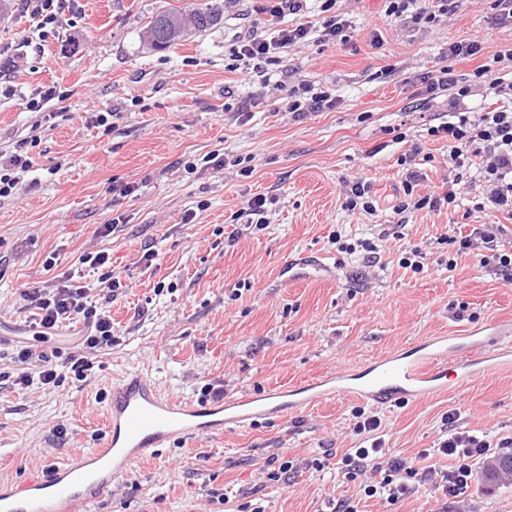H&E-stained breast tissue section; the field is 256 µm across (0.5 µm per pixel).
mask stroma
Returning a JSON list of instances; mask_svg holds the SVG:
<instances>
[{"label":"stroma","instance_id":"stroma-1","mask_svg":"<svg viewBox=\"0 0 512 512\" xmlns=\"http://www.w3.org/2000/svg\"><path fill=\"white\" fill-rule=\"evenodd\" d=\"M203 2L74 0L46 37L22 0L0 13V50L17 60L0 73V154L38 141L17 191L0 197V372L9 374L0 379V482L98 447L112 384L128 372L148 374L174 399L203 401L219 387L230 401L512 321V281L477 261L485 228L497 252L512 254V215L477 210L481 167L449 165L447 142L428 133L446 101L423 100L419 81L449 43L482 47L454 62L464 81L512 47V27L489 28L491 0H458L431 24L386 16L384 0H346L350 42L288 50L275 89L226 69L229 47L257 18L256 0H225L219 24L171 48L143 42L157 12ZM305 84L335 90L337 108L287 112L290 90ZM48 89L56 100L27 109ZM100 112L111 113L109 126L97 125ZM417 143L426 156L415 161L414 197L445 192L459 175L469 187L455 208L394 213L400 160ZM358 177L372 186L375 213L345 206L344 185ZM260 194L273 203L259 228L248 202ZM337 234L354 252L333 244ZM464 238L473 246L461 256ZM415 245L420 273L402 263ZM98 250L121 286L110 293L96 273L86 279L112 316L115 342L91 355L79 380L67 361L83 355L81 324L35 341L23 292L64 285L80 255ZM24 342L38 357L20 365L11 355ZM46 361L55 383L14 384L13 375L37 374ZM369 417L391 455L426 449L427 465L442 470L452 461L434 449L451 425L512 450V368L391 406L338 396L168 442L102 492L92 512H332L341 501L356 512H458L428 485L392 504L367 496L369 476L338 469L373 435L359 428Z\"/></svg>","mask_w":512,"mask_h":512}]
</instances>
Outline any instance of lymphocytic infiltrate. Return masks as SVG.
<instances>
[{
    "instance_id": "f902f5d3",
    "label": "lymphocytic infiltrate",
    "mask_w": 512,
    "mask_h": 512,
    "mask_svg": "<svg viewBox=\"0 0 512 512\" xmlns=\"http://www.w3.org/2000/svg\"><path fill=\"white\" fill-rule=\"evenodd\" d=\"M317 21L281 25V18L304 13L307 0H263L256 8L263 14L261 29L240 38L229 52L228 71L250 76L252 63L279 65L289 49L311 42L348 43L351 22L341 0H317ZM452 0H387L386 13L397 18L411 17L415 23L430 24L448 15ZM475 43H453L446 50V63L421 78L428 99L446 98L451 120L431 127L430 135L448 142V162L463 167L469 157L481 158L487 190L479 205L490 214L512 215V108L502 106L471 117L460 106L468 97L470 86L460 84L451 62L459 57L478 54ZM29 297L37 309L38 338L53 335L60 325L82 322L86 332L82 344L87 353L112 344V318L106 310L92 302L86 286L73 283L51 291L34 289ZM492 444L487 436L449 432L440 441L437 452L453 459L445 471L422 466L420 457H386L380 441L354 449L342 463L348 475L370 474L364 488L368 496L395 502L424 484L433 485L449 499L462 497L474 480L472 461L487 459Z\"/></svg>"
}]
</instances>
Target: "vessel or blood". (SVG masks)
<instances>
[{
	"instance_id": "b4317fda",
	"label": "vessel or blood",
	"mask_w": 512,
	"mask_h": 512,
	"mask_svg": "<svg viewBox=\"0 0 512 512\" xmlns=\"http://www.w3.org/2000/svg\"><path fill=\"white\" fill-rule=\"evenodd\" d=\"M512 323L496 321L472 330L457 346L435 336L416 351L398 352L363 369L340 371L284 391L276 405L246 395L226 403H194L165 396L142 372L113 385L100 447L52 466L22 483H0V512H89L92 502L151 448L170 440L199 438L340 395L387 404L399 395L416 397L461 388L512 364Z\"/></svg>"
}]
</instances>
